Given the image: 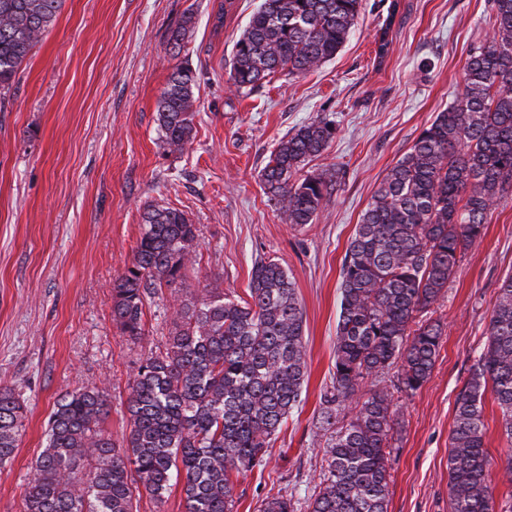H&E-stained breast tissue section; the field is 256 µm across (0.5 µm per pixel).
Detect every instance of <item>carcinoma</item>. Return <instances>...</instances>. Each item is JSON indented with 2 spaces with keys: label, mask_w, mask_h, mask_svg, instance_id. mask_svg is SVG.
<instances>
[{
  "label": "carcinoma",
  "mask_w": 512,
  "mask_h": 512,
  "mask_svg": "<svg viewBox=\"0 0 512 512\" xmlns=\"http://www.w3.org/2000/svg\"><path fill=\"white\" fill-rule=\"evenodd\" d=\"M64 0H0V98L40 43ZM362 0H262L234 43L230 81L250 93L278 73L305 75L350 38ZM489 36L470 51L463 92L374 191L341 267L334 372L320 429L329 458L307 512H387L394 392L430 378L442 329L427 317L443 298L461 254L483 238L488 215L512 192V0H491ZM196 74L174 67L160 96L162 146L183 151L195 136ZM335 125L314 118L282 139L261 172L284 221L314 223L341 184L340 170L295 175L326 150ZM198 228L185 212L147 206L133 261L112 288V322L137 343L146 303L183 280L196 262ZM167 340L140 361L128 383L130 431L117 446L103 429L109 390L64 393L47 423L23 512H139L141 493L164 500L184 475L186 512H233L234 479L264 459L272 436L301 400L307 372L303 310L288 271L255 262L249 298L223 280L177 296ZM398 367L393 388L362 385ZM491 395L512 442V276L493 307L483 352L456 399L448 452L450 512H496L483 406ZM350 409L336 428L338 412ZM23 402L0 388V465L23 427ZM260 512H295L266 497Z\"/></svg>",
  "instance_id": "carcinoma-1"
}]
</instances>
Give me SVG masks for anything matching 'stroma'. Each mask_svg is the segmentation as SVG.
Returning <instances> with one entry per match:
<instances>
[{
    "mask_svg": "<svg viewBox=\"0 0 512 512\" xmlns=\"http://www.w3.org/2000/svg\"><path fill=\"white\" fill-rule=\"evenodd\" d=\"M259 2L64 0L0 100V387L25 406L24 432L0 465V512H23L47 420L65 392L105 384L104 428L119 445L129 433L128 380L164 344L167 315L161 302L148 303V334L131 344L112 322V288L131 263L151 204L180 209L198 227L196 264L173 286L175 295L220 275L225 292L244 297L256 259L287 268L308 350L302 402L262 465L239 477L234 512H258L278 492L302 510L317 491L328 460L318 421L334 370L342 259L388 170L462 92L468 53L488 37L489 0H363L354 34L335 58L242 94L231 86L229 62ZM181 25L187 32L176 51L169 38ZM382 38L388 48L380 57ZM180 63L197 76L195 137L183 152L168 153L155 117ZM317 117L332 121L336 135L306 168H338L343 179L315 223L296 228L269 201L261 171L276 142ZM510 273L508 197L434 308L443 336L429 380L394 396L388 512H450L456 398ZM500 417L486 399L488 480L499 501L512 496V447Z\"/></svg>",
    "mask_w": 512,
    "mask_h": 512,
    "instance_id": "obj_1",
    "label": "stroma"
}]
</instances>
